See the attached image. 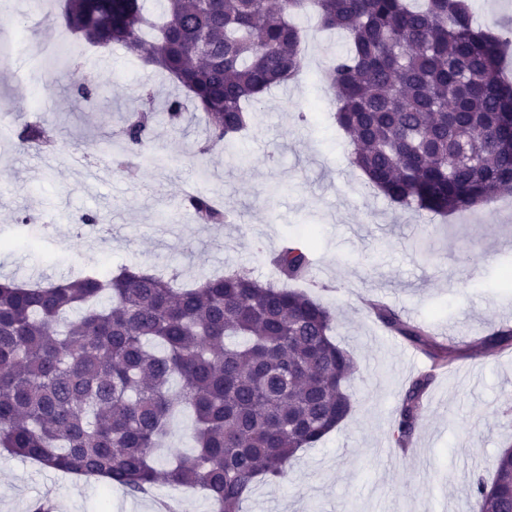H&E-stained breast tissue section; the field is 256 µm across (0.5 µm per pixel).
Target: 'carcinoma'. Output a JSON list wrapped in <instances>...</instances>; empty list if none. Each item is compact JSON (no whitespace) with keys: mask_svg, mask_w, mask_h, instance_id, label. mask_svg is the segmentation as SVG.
<instances>
[{"mask_svg":"<svg viewBox=\"0 0 512 512\" xmlns=\"http://www.w3.org/2000/svg\"><path fill=\"white\" fill-rule=\"evenodd\" d=\"M63 0L66 28L85 43L121 45L174 81L181 95L142 109L121 130L140 155L158 119L179 130L184 101L204 114L201 151L241 132L246 106L305 65L300 15L347 34L326 85L333 118L350 136L351 166L392 202L426 212L471 209L512 189V82L501 74L512 41L475 24L469 0ZM74 95L99 96L85 77ZM20 144L39 152L56 138L43 119ZM201 224H224L213 195L186 197ZM313 239L285 242L271 257L278 279L231 271L192 286L123 267L107 277L26 285L0 281V454L77 477L104 478L144 494L158 478L201 489L213 512H242L257 482L288 473L351 414L353 355L335 342L334 314L287 287L307 279ZM377 319L432 361H454L422 324L371 304ZM486 356L512 345V328L479 339ZM435 373L406 389L393 437L418 429ZM194 416V452L153 466L173 415ZM479 512H512V453L478 477Z\"/></svg>","mask_w":512,"mask_h":512,"instance_id":"cac0c4a2","label":"carcinoma"}]
</instances>
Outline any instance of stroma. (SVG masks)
<instances>
[{
  "instance_id": "1",
  "label": "stroma",
  "mask_w": 512,
  "mask_h": 512,
  "mask_svg": "<svg viewBox=\"0 0 512 512\" xmlns=\"http://www.w3.org/2000/svg\"><path fill=\"white\" fill-rule=\"evenodd\" d=\"M0 23L23 30L37 47L48 28L31 0ZM110 59L90 73L91 56ZM93 76L100 101L71 92ZM174 92L172 81L126 49L73 50L62 70L30 58L20 74L0 71V109L12 129L43 118L57 145L80 168L47 161L21 146L0 148V275L19 282L58 281L92 269L179 272L183 284L228 270L275 279L270 255L288 238L312 233V281L305 288L335 315V338L357 362L352 414L316 447L299 453L288 474L258 483L245 512H477L471 485L492 479L494 461L512 446V349L483 355L477 340L512 327V193L445 216L391 203L348 164L351 146L331 118L322 82L272 88L251 109L246 130L203 150L205 121L188 111L181 131L154 130L153 148L176 165L134 158L116 168L118 134L145 86ZM306 121H299L298 112ZM206 191L230 215L218 226L193 222L181 206L186 185ZM96 212L101 223H83ZM34 223H23L25 215ZM379 301L425 324L459 353L437 370L407 453L392 443L402 392L414 372L408 346L368 310ZM171 488L133 496L77 480L18 457L0 460V512H30L50 498L55 512H157Z\"/></svg>"
}]
</instances>
